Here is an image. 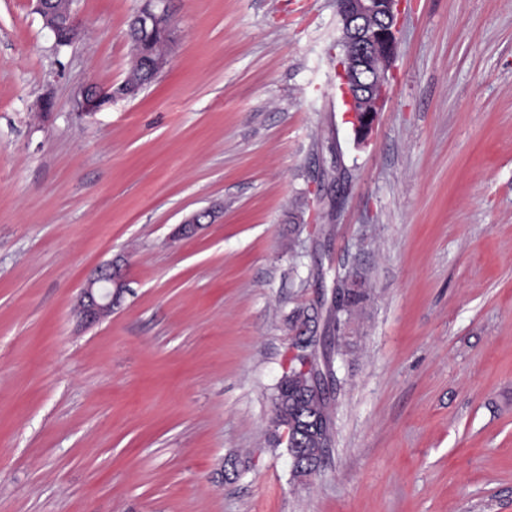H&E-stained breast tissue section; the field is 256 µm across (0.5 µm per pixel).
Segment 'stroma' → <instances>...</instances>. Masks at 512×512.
Returning <instances> with one entry per match:
<instances>
[{"label":"stroma","instance_id":"35a3bbf8","mask_svg":"<svg viewBox=\"0 0 512 512\" xmlns=\"http://www.w3.org/2000/svg\"><path fill=\"white\" fill-rule=\"evenodd\" d=\"M143 3L74 0L59 48L0 0V512H512V0H403L361 143L336 0H163L166 69L79 114ZM344 268L367 298L298 477L276 387ZM125 92L118 94L112 90V84L107 87L88 86L80 91L77 100V111L80 113L96 112L103 104L116 97H133L138 91L132 86L124 89ZM117 280L118 273L112 267V263L100 268L97 275L88 280L82 289L80 304L81 315L87 322H96L100 317L112 312V305L122 290ZM114 284L115 293L112 292Z\"/></svg>","mask_w":512,"mask_h":512}]
</instances>
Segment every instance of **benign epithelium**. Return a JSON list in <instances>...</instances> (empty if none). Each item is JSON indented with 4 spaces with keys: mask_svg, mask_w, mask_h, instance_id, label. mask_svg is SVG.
Wrapping results in <instances>:
<instances>
[{
    "mask_svg": "<svg viewBox=\"0 0 512 512\" xmlns=\"http://www.w3.org/2000/svg\"><path fill=\"white\" fill-rule=\"evenodd\" d=\"M402 0H337L338 13L342 24L340 45L342 57L338 63L337 76L339 89L347 107V115L353 129L360 137L366 136L372 129L378 110L385 100L389 82L386 65L394 56L397 45L398 6ZM36 8L46 28L59 41L60 30L80 29V21L72 11L52 6L51 0H36ZM140 24H151L158 30L165 29L167 13L164 10L146 9L136 15ZM134 97L137 90L129 86L120 94ZM112 86H88L80 91L77 111L92 113L106 102L120 96ZM216 218L211 208L192 212L181 223L185 233H191L203 224H212ZM117 270L108 265L97 271V275L88 280L83 287L80 310L82 317L93 323L100 317L112 312L121 286L117 285ZM363 277L352 271L344 273L335 280L330 301L315 306L313 318L324 322V335L307 336L297 341L291 361L296 367L288 369L279 381V388L288 389V379H304L314 397L328 408L331 393L336 386V374L333 368V356L329 342L330 325H338L349 298L363 287ZM332 426L327 414L312 417L307 431L318 441V447H309L308 439L297 438L294 447L289 450L293 461V470L299 476H309L318 470L328 441L318 432H325Z\"/></svg>",
    "mask_w": 512,
    "mask_h": 512,
    "instance_id": "obj_1",
    "label": "benign epithelium"
}]
</instances>
